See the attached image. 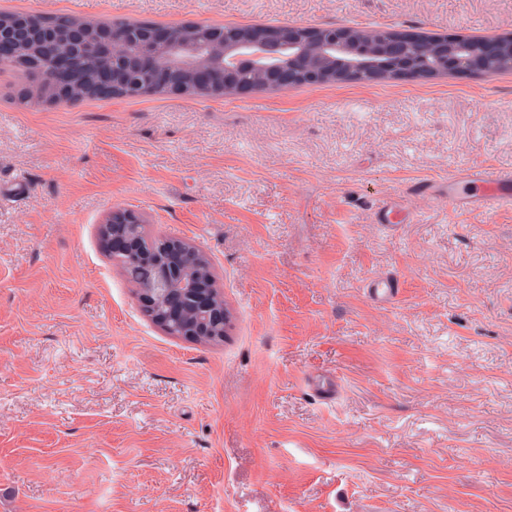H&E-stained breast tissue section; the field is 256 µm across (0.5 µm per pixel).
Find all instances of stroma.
Segmentation results:
<instances>
[{"label":"stroma","instance_id":"obj_1","mask_svg":"<svg viewBox=\"0 0 512 512\" xmlns=\"http://www.w3.org/2000/svg\"><path fill=\"white\" fill-rule=\"evenodd\" d=\"M0 12L512 33V0ZM32 88L0 64V512H512V208L421 188L512 169V71L20 104ZM384 202L411 220L374 223ZM115 208L209 259L223 341L144 313L101 237ZM370 295L380 301L392 300L398 293V282L392 276L374 277L369 282Z\"/></svg>","mask_w":512,"mask_h":512}]
</instances>
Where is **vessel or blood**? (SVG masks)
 <instances>
[{
	"instance_id": "vessel-or-blood-1",
	"label": "vessel or blood",
	"mask_w": 512,
	"mask_h": 512,
	"mask_svg": "<svg viewBox=\"0 0 512 512\" xmlns=\"http://www.w3.org/2000/svg\"><path fill=\"white\" fill-rule=\"evenodd\" d=\"M448 193V204L458 210L480 212L512 207V170L486 171L469 169L442 181ZM394 277L381 276L371 279L369 292L374 299L392 300L398 293Z\"/></svg>"
}]
</instances>
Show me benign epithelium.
Returning a JSON list of instances; mask_svg holds the SVG:
<instances>
[{
  "mask_svg": "<svg viewBox=\"0 0 512 512\" xmlns=\"http://www.w3.org/2000/svg\"><path fill=\"white\" fill-rule=\"evenodd\" d=\"M119 42L131 44L133 50L113 54L112 45ZM435 42L434 62L430 63L419 52L417 39L390 29L283 23L257 43L246 30L213 26L206 40L188 47L179 25L104 22L90 26L81 21L45 25L36 14L0 17L1 63L24 51L68 45V55L48 74H34L46 85L45 95L37 101L52 105L76 102L63 94L81 83L101 91L120 85L126 96L135 97L158 73L164 76L170 94L189 98L237 94L251 89L238 81V73L256 61L276 89L366 79L432 78L461 71L485 72L491 65L500 71L512 70V34L495 39L447 35ZM105 226L113 254L140 260V267L129 268L125 275L154 278L153 289L139 295L141 303L149 304L153 294L160 297L166 317L186 323L187 340L224 328V306L215 297L216 289L200 282L194 249L177 240L173 248L148 254L144 221L131 210H112Z\"/></svg>",
  "mask_w": 512,
  "mask_h": 512,
  "instance_id": "benign-epithelium-1",
  "label": "benign epithelium"
}]
</instances>
